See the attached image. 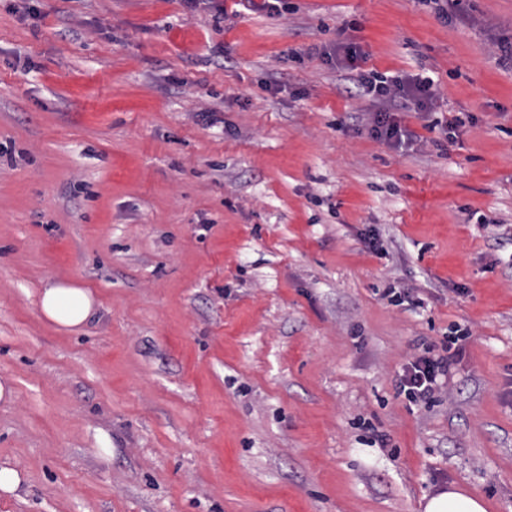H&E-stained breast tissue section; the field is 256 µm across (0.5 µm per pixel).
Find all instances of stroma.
Here are the masks:
<instances>
[{"mask_svg":"<svg viewBox=\"0 0 512 512\" xmlns=\"http://www.w3.org/2000/svg\"><path fill=\"white\" fill-rule=\"evenodd\" d=\"M287 3L0 0V512H512V0ZM344 43L436 81L405 144ZM39 309L49 322L75 330L90 319L96 308L92 293L62 280H49L39 294ZM462 348L448 355H422L408 363L401 380L403 391L415 401H429L441 386L439 377H447ZM25 481L18 469L7 462L0 464V493L21 498L18 492L24 488ZM423 501V512H486L480 499L454 485H448V490L424 495Z\"/></svg>","mask_w":512,"mask_h":512,"instance_id":"obj_1","label":"stroma"}]
</instances>
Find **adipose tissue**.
Returning <instances> with one entry per match:
<instances>
[{
	"label": "adipose tissue",
	"instance_id": "obj_1",
	"mask_svg": "<svg viewBox=\"0 0 512 512\" xmlns=\"http://www.w3.org/2000/svg\"><path fill=\"white\" fill-rule=\"evenodd\" d=\"M39 309L49 322L66 330L83 326L95 312L92 293L62 281H48L39 294ZM423 512H486L483 502L466 490L449 486L447 490L424 496Z\"/></svg>",
	"mask_w": 512,
	"mask_h": 512
}]
</instances>
